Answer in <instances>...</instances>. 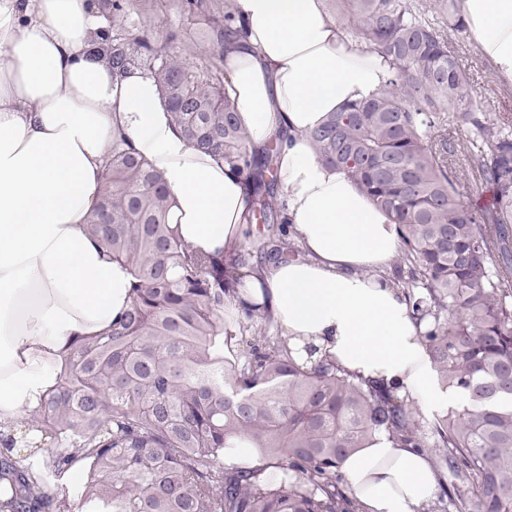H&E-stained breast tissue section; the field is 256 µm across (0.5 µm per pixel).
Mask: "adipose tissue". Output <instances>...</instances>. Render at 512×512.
<instances>
[{"mask_svg": "<svg viewBox=\"0 0 512 512\" xmlns=\"http://www.w3.org/2000/svg\"><path fill=\"white\" fill-rule=\"evenodd\" d=\"M243 35L224 50V87L251 152L277 143L278 176L301 253L267 262L245 299L282 336L366 380L409 394L424 415L461 403L442 389L408 313L381 273L400 248L392 219L307 138L330 113L383 90L389 64L351 38L327 0H235ZM495 79L512 88V0H462ZM91 0H0V432L58 385L68 354L130 303V277L86 224L115 129L169 187L170 221L194 249L240 241L252 186L194 151L146 72L112 73L94 42ZM364 512H425L439 492L415 449L380 439L342 464Z\"/></svg>", "mask_w": 512, "mask_h": 512, "instance_id": "ef3b65f1", "label": "adipose tissue"}]
</instances>
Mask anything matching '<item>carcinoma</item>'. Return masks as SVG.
I'll return each instance as SVG.
<instances>
[{
  "mask_svg": "<svg viewBox=\"0 0 512 512\" xmlns=\"http://www.w3.org/2000/svg\"><path fill=\"white\" fill-rule=\"evenodd\" d=\"M350 32L393 66L379 94L349 103L310 132L400 229L392 284L401 291L440 383L468 402L427 419L397 388L365 384L326 358L299 364L271 313L233 305L266 255L294 257L283 231L277 149L249 155L224 77L165 52L137 24L131 0H93L112 73L152 75L192 147L251 179L255 223L205 256L171 228L169 192L118 132L88 230L131 276V303L110 331L73 351L60 387L0 457L3 512H360L340 465L385 433L431 455L443 479L428 512H512V121L476 104L450 34L467 33L459 0H345ZM206 21L213 58L242 34L230 3L180 0ZM468 136L465 161L452 130ZM247 443L260 465L224 462ZM85 467L78 488L60 482Z\"/></svg>",
  "mask_w": 512,
  "mask_h": 512,
  "instance_id": "1",
  "label": "carcinoma"
}]
</instances>
